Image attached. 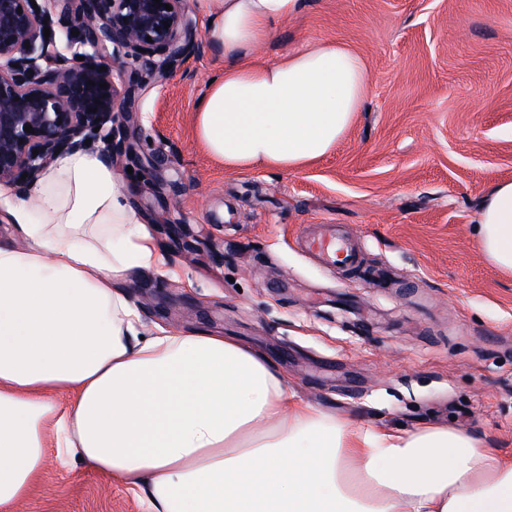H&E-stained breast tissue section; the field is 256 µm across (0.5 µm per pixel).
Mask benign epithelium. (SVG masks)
<instances>
[{
  "label": "benign epithelium",
  "instance_id": "benign-epithelium-1",
  "mask_svg": "<svg viewBox=\"0 0 512 512\" xmlns=\"http://www.w3.org/2000/svg\"><path fill=\"white\" fill-rule=\"evenodd\" d=\"M33 2L0 0V187L15 195L59 154L101 143L112 161L132 149L127 72L144 64L164 78L205 43L193 39L189 0Z\"/></svg>",
  "mask_w": 512,
  "mask_h": 512
}]
</instances>
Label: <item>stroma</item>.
I'll return each mask as SVG.
<instances>
[{"label": "stroma", "mask_w": 512, "mask_h": 512, "mask_svg": "<svg viewBox=\"0 0 512 512\" xmlns=\"http://www.w3.org/2000/svg\"><path fill=\"white\" fill-rule=\"evenodd\" d=\"M336 39L367 64V102L301 170H228L199 146L215 51L142 73L125 103L135 148L113 171L178 275L124 288L148 328L236 337L325 410L377 430L452 427L511 455L512 279L473 228L488 188L512 180V0H304L258 56ZM336 230L386 282L305 247ZM45 470L17 512H145L122 481L54 449Z\"/></svg>", "instance_id": "35a3bbf8"}]
</instances>
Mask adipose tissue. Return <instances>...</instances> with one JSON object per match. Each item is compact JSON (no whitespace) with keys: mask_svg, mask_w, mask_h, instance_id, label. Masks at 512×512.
<instances>
[{"mask_svg":"<svg viewBox=\"0 0 512 512\" xmlns=\"http://www.w3.org/2000/svg\"><path fill=\"white\" fill-rule=\"evenodd\" d=\"M194 5L224 59L195 109L206 150L231 169L288 171L335 148L366 100L362 57L332 41L258 59L301 0ZM0 202L22 239L0 243V512L28 498L50 448L150 512H512V456L471 434L378 432L302 400L235 337L147 333L117 283L167 259L99 150L58 157ZM475 232L512 275V181L487 190Z\"/></svg>","mask_w":512,"mask_h":512,"instance_id":"1","label":"adipose tissue"}]
</instances>
